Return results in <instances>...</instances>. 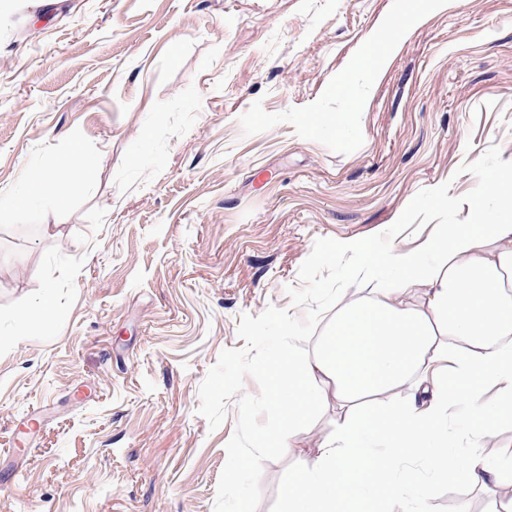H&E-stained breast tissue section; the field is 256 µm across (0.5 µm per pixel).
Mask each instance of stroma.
<instances>
[{
	"label": "stroma",
	"instance_id": "1",
	"mask_svg": "<svg viewBox=\"0 0 512 512\" xmlns=\"http://www.w3.org/2000/svg\"><path fill=\"white\" fill-rule=\"evenodd\" d=\"M26 0L0 25V512H214L238 407L199 387L242 315L304 318L289 288L316 240L386 231L457 169L512 161V0ZM413 23L379 77L356 72ZM350 111L343 132L310 112ZM80 142L94 180L56 225L13 193ZM57 308L15 340L44 291ZM326 398L263 465L258 512L317 460ZM428 512H488L427 474ZM403 28L404 24L401 21L392 22L387 26L373 42L370 49L360 57L357 65L358 71L367 76H374L383 63L382 54L378 53L377 48L380 45L386 47L391 45L399 37Z\"/></svg>",
	"mask_w": 512,
	"mask_h": 512
}]
</instances>
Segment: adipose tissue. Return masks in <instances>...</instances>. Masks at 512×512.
<instances>
[{
    "label": "adipose tissue",
    "mask_w": 512,
    "mask_h": 512,
    "mask_svg": "<svg viewBox=\"0 0 512 512\" xmlns=\"http://www.w3.org/2000/svg\"><path fill=\"white\" fill-rule=\"evenodd\" d=\"M95 169L71 143L51 172L33 175L12 197L68 199L65 180ZM390 271L362 296L342 291L314 354L292 345L269 371L266 402L278 419L266 441L287 448L325 394L338 410L334 434L316 463L303 466L280 494L279 512H377L380 499L404 491L426 512L421 471H446L492 494L491 512H512V459L484 455L480 443L512 414V223L445 224L417 251L372 258ZM431 385L423 405L404 401L407 384ZM484 387L497 390L481 399ZM457 425L465 448H448Z\"/></svg>",
    "instance_id": "obj_1"
}]
</instances>
